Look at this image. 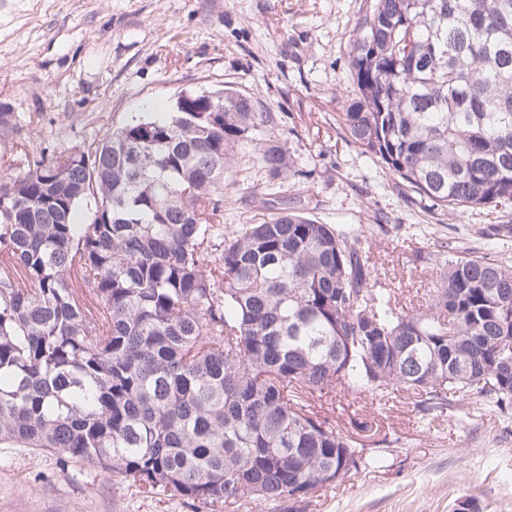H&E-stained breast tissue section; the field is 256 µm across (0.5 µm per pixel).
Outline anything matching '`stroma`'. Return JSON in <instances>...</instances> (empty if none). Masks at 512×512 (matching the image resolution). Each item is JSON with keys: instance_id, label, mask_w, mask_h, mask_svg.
Listing matches in <instances>:
<instances>
[{"instance_id": "35a3bbf8", "label": "stroma", "mask_w": 512, "mask_h": 512, "mask_svg": "<svg viewBox=\"0 0 512 512\" xmlns=\"http://www.w3.org/2000/svg\"><path fill=\"white\" fill-rule=\"evenodd\" d=\"M368 0H0V171L19 146L58 153L125 123L165 117L182 92L235 86L273 116L298 175L278 181L239 147L224 221L246 223L249 197L276 183L301 191L324 224H370L379 287L421 307L441 246L512 265V202L475 213L442 211L386 173L336 121L352 90L349 37ZM363 443L366 466L294 503L244 500L203 506L164 491L118 484L57 454L0 445V512H452L476 498L483 512H512V410L452 402L426 415L410 400L378 404L343 390L314 397ZM374 435H366L364 423Z\"/></svg>"}]
</instances>
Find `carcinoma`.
I'll return each instance as SVG.
<instances>
[{"label": "carcinoma", "mask_w": 512, "mask_h": 512, "mask_svg": "<svg viewBox=\"0 0 512 512\" xmlns=\"http://www.w3.org/2000/svg\"><path fill=\"white\" fill-rule=\"evenodd\" d=\"M349 64L351 143L442 210L512 200V0H370ZM222 91L0 172V442L201 504L296 502L366 463L315 395L511 405L512 266L446 252L420 311L299 196L224 227L237 147L276 179L295 161Z\"/></svg>", "instance_id": "carcinoma-1"}]
</instances>
